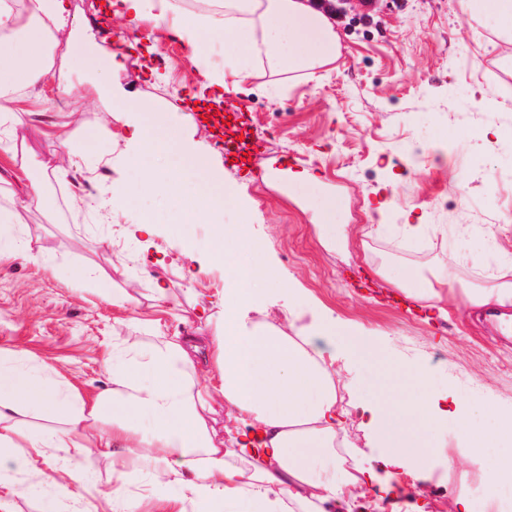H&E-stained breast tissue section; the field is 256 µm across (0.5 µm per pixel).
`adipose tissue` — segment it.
Wrapping results in <instances>:
<instances>
[{"label":"adipose tissue","mask_w":512,"mask_h":512,"mask_svg":"<svg viewBox=\"0 0 512 512\" xmlns=\"http://www.w3.org/2000/svg\"><path fill=\"white\" fill-rule=\"evenodd\" d=\"M0 0V131L12 134L26 114L15 108L18 91L37 88L53 76L61 94L71 86L65 69L55 66L51 36L72 24L65 0ZM469 20L512 40V0H465ZM174 32L190 38L193 55L207 53L198 31L224 40V69L212 82L236 84L253 78L258 67L283 74L314 71L336 61L339 36L328 17L309 0H221L219 10L201 17L180 13ZM110 112H133L125 159L137 182L109 185L99 208H129L141 191H162L184 217L214 226L212 259L234 270L237 286L223 298L224 331L211 338L157 335L152 340L115 343L105 360L112 386L83 394L60 372L36 356L0 348V512H13L11 495L20 486L12 475L35 472L39 483L53 475L36 470L53 451L65 455L63 471L82 487V501L102 499L110 512H140L123 482L109 490L86 477L80 460L99 452L122 475L147 471V496L165 502L167 512H331L336 502L368 494L374 503L401 500L406 488L395 475L364 465L350 446L337 445L347 410L337 404L338 359L377 365L380 388L363 403L366 427L391 457L427 470L434 431L454 422L469 447L487 456L493 481L512 476V448L489 444L459 396L450 405L430 393V373L421 364L384 358L380 345L354 333L332 316L310 309L301 296L288 302V325L254 319L258 301L277 284L263 261L259 242L225 229L224 208L237 198L208 157L178 132L142 114L141 104L120 95L104 99ZM393 288L416 300L439 299L455 290L472 307L512 305V265L500 268L493 283L460 285L446 268L425 276L415 271L391 278ZM414 389L417 399L402 394ZM223 399L224 438L215 440L206 420ZM45 421L31 435L27 418ZM109 424L95 445L77 440L79 429Z\"/></svg>","instance_id":"adipose-tissue-1"}]
</instances>
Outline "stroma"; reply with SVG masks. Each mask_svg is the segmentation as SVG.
<instances>
[{"mask_svg":"<svg viewBox=\"0 0 512 512\" xmlns=\"http://www.w3.org/2000/svg\"><path fill=\"white\" fill-rule=\"evenodd\" d=\"M94 0H66L76 33L56 35V54L81 58L71 67L72 91L60 95L55 79L22 93L16 106L27 111L13 142L22 163L0 161V204L15 189L14 176L27 167L32 177L64 161L53 138L57 124L109 130L97 151L81 153L77 179L57 202L59 219L43 223L33 209L22 212L29 254L0 265V347L26 350L57 367L77 388L103 390L110 375L103 359L113 337L145 340L150 318L145 275L164 278L168 288L164 330L195 336L223 331V316L199 318L194 300L220 301L234 282L223 263L209 257L211 224H183L166 195L139 198L130 209L97 214L87 207L108 184L125 176L128 148L125 117L106 112L95 85L151 106L162 124L208 155L213 167L240 190L224 210L227 226H245L264 248L266 266L280 290L262 302L283 317L289 290L378 340L385 355L401 363H422L432 374V396L454 388L482 430L498 437L487 410L512 407V333L489 321L474 322L473 309L443 298L447 315L432 316L425 303L391 288L370 271V260L391 271L429 273L451 264L456 281L478 283L493 273L492 260H512V43L469 21L462 0H375L373 10L330 13L340 43L335 63L304 72L259 71L242 87L206 88L209 71L224 67V43L216 40L197 62L160 64L174 43L169 24L142 23V50L111 39L122 17L96 15ZM237 99L247 110L242 124L215 129L188 112L187 104L214 108L215 95ZM499 133L485 136L487 126ZM255 140L253 170L227 166L215 145L217 132ZM318 179L315 195L301 194L294 173ZM335 197L336 223L319 225L315 199ZM155 215L150 244L129 235L143 210ZM425 224L421 247L403 242L400 224ZM43 253L55 265L48 272L30 260ZM110 277L132 289L122 307L102 299L86 276ZM379 380L369 365L349 359L336 364L338 402L350 412L348 440L361 460L392 471L410 491L413 512H455L468 495L465 480H488L483 457L471 452L454 426L435 432L436 467L444 481L418 473L407 460H391L360 425V404Z\"/></svg>","mask_w":512,"mask_h":512,"instance_id":"35a3bbf8","label":"stroma"}]
</instances>
